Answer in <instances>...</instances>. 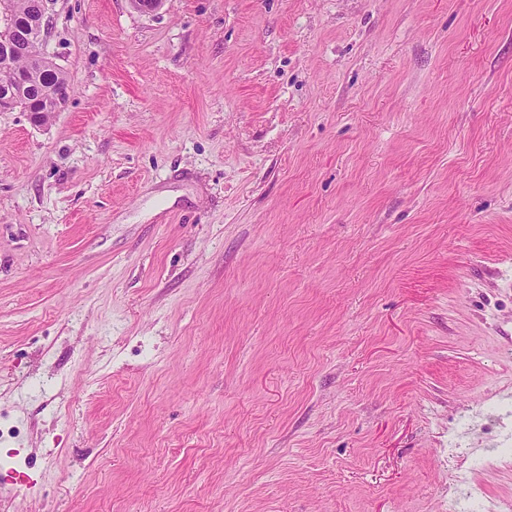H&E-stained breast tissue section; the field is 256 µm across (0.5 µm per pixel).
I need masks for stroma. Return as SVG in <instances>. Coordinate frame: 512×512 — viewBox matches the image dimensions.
Returning <instances> with one entry per match:
<instances>
[{
    "label": "stroma",
    "instance_id": "35a3bbf8",
    "mask_svg": "<svg viewBox=\"0 0 512 512\" xmlns=\"http://www.w3.org/2000/svg\"><path fill=\"white\" fill-rule=\"evenodd\" d=\"M0 111V512L512 504V0H52ZM43 57V56H42ZM28 85L36 92L42 88H52V93L69 94L70 85L66 75L48 58L27 73Z\"/></svg>",
    "mask_w": 512,
    "mask_h": 512
}]
</instances>
